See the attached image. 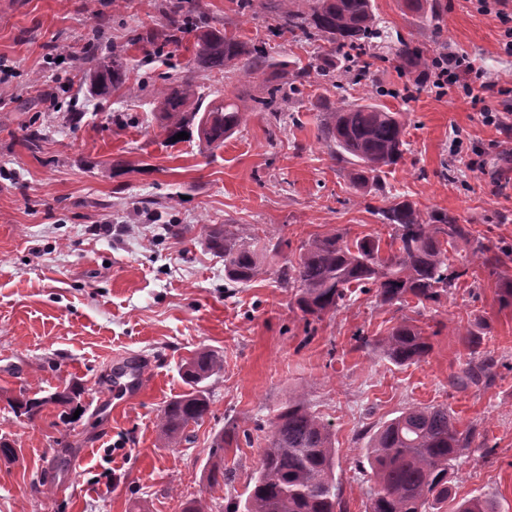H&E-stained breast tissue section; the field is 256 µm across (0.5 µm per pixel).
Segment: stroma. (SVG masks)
<instances>
[{
  "instance_id": "35a3bbf8",
  "label": "stroma",
  "mask_w": 512,
  "mask_h": 512,
  "mask_svg": "<svg viewBox=\"0 0 512 512\" xmlns=\"http://www.w3.org/2000/svg\"><path fill=\"white\" fill-rule=\"evenodd\" d=\"M0 13V512H181L189 499L223 505L240 498L254 474L264 431L277 408L305 393L331 426L335 475L348 512H366L371 483L355 462L380 426L414 406L444 405L473 442L448 474L457 498L491 501L512 512V131L487 125L460 88L399 94L408 78L398 62L377 63L371 82L337 79L329 95L407 113L405 162L387 169L392 195L425 212L446 210L484 237L498 261L471 266L438 305L407 308L432 350L393 364L356 336L387 335L400 314L374 293L307 326L279 282L285 262L317 235L388 239L373 190L351 188L347 167L317 138V92L292 99L281 120L251 113L246 125L208 151L198 138L157 134L156 103L140 84L148 71L194 70L193 40L144 64L138 33L168 39L160 0H10ZM439 17L403 0H372L386 45L403 39L469 54L483 81L512 83V56L499 47L497 17L471 0H442ZM211 25L266 41L274 62L242 80L197 72L205 99L252 105L287 64L311 45L270 36L262 6L235 12L232 0H197ZM101 31L103 51H123L130 90L91 93L83 75L59 60L79 54ZM79 117H72V110ZM43 140L30 147L28 125ZM252 228L263 273L238 284L207 247L212 230ZM482 326L498 361L486 387L452 380L466 367L463 336ZM215 351L222 369L206 383L210 414L187 438L163 446L160 412L187 386L182 366ZM139 360L142 389L107 386L113 367ZM47 398L34 419L15 416L19 392ZM74 393L70 405L52 402ZM235 421L245 438L225 449L224 482L207 479L216 435Z\"/></svg>"
}]
</instances>
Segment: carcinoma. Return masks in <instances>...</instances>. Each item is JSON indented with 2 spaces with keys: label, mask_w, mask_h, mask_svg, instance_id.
Returning a JSON list of instances; mask_svg holds the SVG:
<instances>
[{
  "label": "carcinoma",
  "mask_w": 512,
  "mask_h": 512,
  "mask_svg": "<svg viewBox=\"0 0 512 512\" xmlns=\"http://www.w3.org/2000/svg\"><path fill=\"white\" fill-rule=\"evenodd\" d=\"M162 12L177 34L197 33L194 58L205 71L250 77L271 66L263 43L233 30L209 25L208 17L195 10L190 0H164ZM270 29L298 35L312 43L329 45L304 61L292 62L291 77L271 82L264 95L254 100L253 112L280 116V103L306 88L331 80L336 69L332 56L346 63L344 72L356 83L370 78L375 40L382 37L371 0H268ZM395 57L410 74L433 69L437 60L405 40H399ZM76 66L85 72L91 89L106 95L127 87L128 70L119 51L104 53L87 43ZM157 107L158 134L171 141L180 132L198 135L210 148H218L246 123L247 112L237 102L213 100L203 104L195 78L186 72L160 77L151 84ZM408 115L390 112L374 103L346 105L336 102L322 113L320 135L333 156L351 165L347 177L356 190L377 184L379 173L403 161ZM376 213L393 227L398 248L381 254L380 240L364 236L352 241L336 233L315 236L301 246L299 260L284 266L282 285L293 291L297 308L321 320L337 310L358 290L376 289L379 301L398 310L415 299L438 303L467 269L456 267L448 248L463 243L469 248L467 264L495 260L491 247L472 235L456 216L447 212L426 214L413 203L383 198ZM252 234L214 232L208 247L224 258V275L235 283H249L261 274L252 249ZM376 344L394 364L423 361L431 352L429 337L410 317H403ZM469 361L457 383L479 386L495 376L497 361L486 350L485 338L469 332ZM223 366L210 350H201L183 365L189 390L169 401L159 421L163 445L177 443L185 429L210 414L206 381ZM46 400L22 396L14 412L29 419L40 413ZM237 438V426L219 433L210 449L209 480H224V446ZM473 432L457 429L448 407H412L384 423L373 434L364 458L374 479L368 496V512H443L451 498L449 470L460 452L470 447ZM336 448L330 425L311 411L307 401L292 397L271 420L260 467L251 477L244 502L230 501L225 512H347L334 475ZM453 512H495L480 498L456 502Z\"/></svg>",
  "instance_id": "cac0c4a2"
}]
</instances>
